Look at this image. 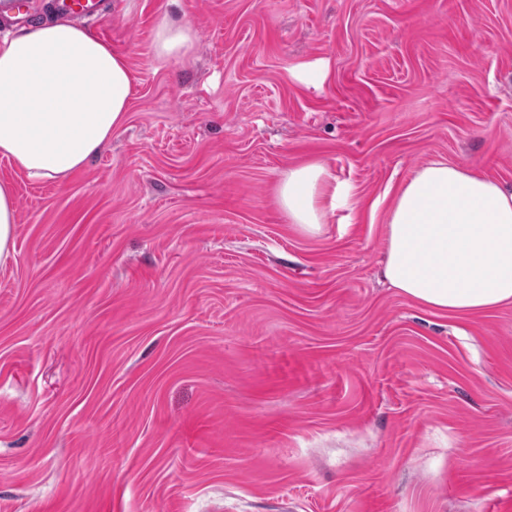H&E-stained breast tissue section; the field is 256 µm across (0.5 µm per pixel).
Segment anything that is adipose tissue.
Masks as SVG:
<instances>
[{"instance_id":"ef3b65f1","label":"adipose tissue","mask_w":512,"mask_h":512,"mask_svg":"<svg viewBox=\"0 0 512 512\" xmlns=\"http://www.w3.org/2000/svg\"><path fill=\"white\" fill-rule=\"evenodd\" d=\"M197 32L163 15L153 49L187 57ZM133 76L127 58L83 28L51 20L0 38V156L35 179L63 180L120 129ZM343 195L319 161L292 166L276 196L290 223L320 231ZM384 276L419 305L448 315L512 303V190L444 160L394 193Z\"/></svg>"}]
</instances>
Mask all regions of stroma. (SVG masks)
I'll use <instances>...</instances> for the list:
<instances>
[{"mask_svg": "<svg viewBox=\"0 0 512 512\" xmlns=\"http://www.w3.org/2000/svg\"><path fill=\"white\" fill-rule=\"evenodd\" d=\"M166 12L185 59L154 55ZM85 28L128 59L125 125L62 182L0 157V512H512V305L382 275L419 167L512 188V0H112ZM309 159L347 193L316 235L276 199ZM196 40L197 32L191 23L166 12L154 30V53L162 59L184 58L191 53ZM17 209L13 189L0 183V264L5 263L15 249Z\"/></svg>", "mask_w": 512, "mask_h": 512, "instance_id": "35a3bbf8", "label": "stroma"}]
</instances>
